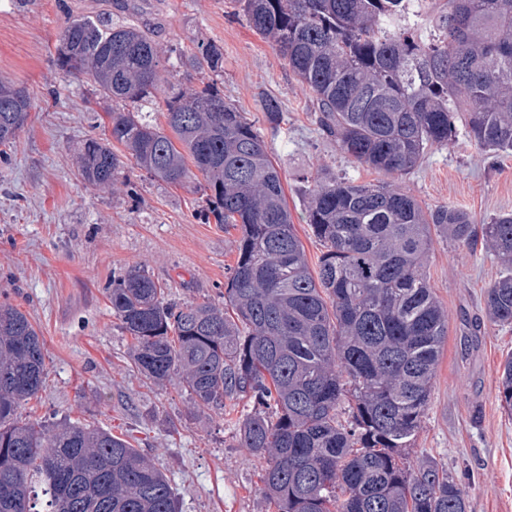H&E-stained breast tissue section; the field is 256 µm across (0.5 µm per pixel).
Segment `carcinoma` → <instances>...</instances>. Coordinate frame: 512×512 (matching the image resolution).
<instances>
[{
	"instance_id": "cac0c4a2",
	"label": "carcinoma",
	"mask_w": 512,
	"mask_h": 512,
	"mask_svg": "<svg viewBox=\"0 0 512 512\" xmlns=\"http://www.w3.org/2000/svg\"><path fill=\"white\" fill-rule=\"evenodd\" d=\"M441 2L425 37L408 27L410 0H237L312 94L321 135L391 178L311 181L306 222L324 247L315 273L271 147L223 91L174 93L165 125L151 123L136 108L164 81L149 28L101 14L71 19L59 36L66 75L115 104L108 135L83 144V180L112 189L133 167L180 186L197 172L205 219L239 226L222 300L179 304L141 266L108 297L142 375L177 382L202 411L253 400L236 432L267 462L269 512H466L444 468L409 461L448 339L426 262L439 232L467 246L482 239L511 270L512 214L478 226L455 207L423 209L395 180L448 144L458 112L478 148L512 153V0ZM180 64L222 76L224 47L198 42ZM31 109L26 88L0 81V145L16 141ZM264 117L279 126L276 99H265ZM485 305L512 324L511 274ZM44 348L28 316L0 303V512H180L167 477L124 436L23 418L46 380ZM498 394L512 415V352Z\"/></svg>"
}]
</instances>
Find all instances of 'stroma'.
<instances>
[{"label": "stroma", "instance_id": "obj_1", "mask_svg": "<svg viewBox=\"0 0 512 512\" xmlns=\"http://www.w3.org/2000/svg\"><path fill=\"white\" fill-rule=\"evenodd\" d=\"M81 13H108L153 30L170 77L139 108L158 124L169 94L207 81L185 73L180 52L196 41L223 46L218 84L271 146L310 268L324 248L306 222L309 180L336 175L375 183L382 176L322 139L309 91L232 0H0V78L25 86L32 101L27 127L0 158V302L25 312L45 339L48 376L27 415L78 419L126 435L167 476L181 512H266L258 478L266 462L236 438L247 405L229 402L220 414L197 410L178 384L152 385L131 366L130 338L107 297L113 279L139 265L176 301L217 300L236 263L240 232L200 220L206 202L195 180L173 187L136 169L111 191L82 180L77 153L100 135L102 106L90 83L66 76L58 53L69 16ZM269 97L284 117L275 130L264 119ZM455 125L448 145L430 148L399 186L422 207L460 208L478 224L512 213V154L478 149L464 118ZM503 271L484 246L433 238L426 273L448 313V341L410 457H430L447 469L465 493L467 512H512V416L498 400L512 325H496L483 311L485 292Z\"/></svg>", "mask_w": 512, "mask_h": 512}]
</instances>
